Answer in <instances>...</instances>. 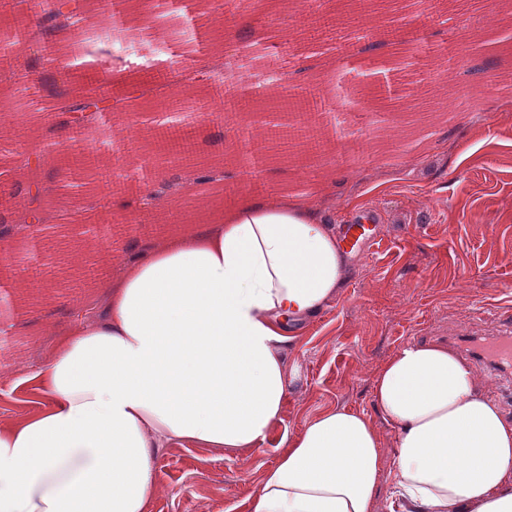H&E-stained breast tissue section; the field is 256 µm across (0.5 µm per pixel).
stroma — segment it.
<instances>
[{"instance_id": "obj_1", "label": "stroma", "mask_w": 512, "mask_h": 512, "mask_svg": "<svg viewBox=\"0 0 512 512\" xmlns=\"http://www.w3.org/2000/svg\"><path fill=\"white\" fill-rule=\"evenodd\" d=\"M311 2L313 11L343 18L335 39L306 40L302 0H241L218 17L215 0H192L186 16L169 0H125L121 19L102 8L80 23L67 50L77 69L122 80L154 68L174 74L208 31L224 49L226 68L219 80L170 88L164 107L142 104L131 123L112 112L86 141L57 138L66 222L43 225L41 247L14 241L5 259L12 271H26L28 286L0 297V421L37 409L12 380L46 357L48 325L65 319L56 299L102 303L108 245L146 221L128 201L170 168L154 160L150 138L167 117L198 122L196 156L208 164L223 159L231 177L192 187L179 223L156 225V232L191 229L196 198H207L216 214L250 198L257 167L266 195L323 198L334 224L359 211L375 212L378 221L375 244L349 250L337 299L289 344L292 392L262 450L245 461L233 451L166 443L155 456L161 491L151 512H245L283 435L329 408L366 412L393 451L396 431L372 398L374 371L407 343L447 341L452 327L492 334L499 317L512 314V0H373L379 24L407 17L412 36L402 45L372 42L350 22L358 0ZM245 25L249 48L238 36ZM475 59L493 66L490 82L470 74ZM274 73L287 76L295 94L318 98L309 133L320 147L281 153L267 134L286 122L284 113L224 112L211 98L220 83L225 99L263 100ZM21 96L14 87L0 95V128L9 130L0 136V184L14 182L26 158L48 146L46 113L6 111ZM120 165L129 174L112 193L124 208L83 211L84 199L99 194ZM86 224L111 227V241L83 234Z\"/></svg>"}]
</instances>
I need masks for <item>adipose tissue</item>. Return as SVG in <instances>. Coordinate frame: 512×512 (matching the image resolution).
Returning a JSON list of instances; mask_svg holds the SVG:
<instances>
[{
	"label": "adipose tissue",
	"mask_w": 512,
	"mask_h": 512,
	"mask_svg": "<svg viewBox=\"0 0 512 512\" xmlns=\"http://www.w3.org/2000/svg\"><path fill=\"white\" fill-rule=\"evenodd\" d=\"M347 269L340 228L300 196L129 235L100 308H68L45 360L13 381L43 407L0 421V512H148L164 443L262 448L291 393L288 345ZM372 396L393 456L368 414L324 410L284 438L246 512H374L387 471L400 512H512V421L466 361L406 344Z\"/></svg>",
	"instance_id": "obj_1"
}]
</instances>
